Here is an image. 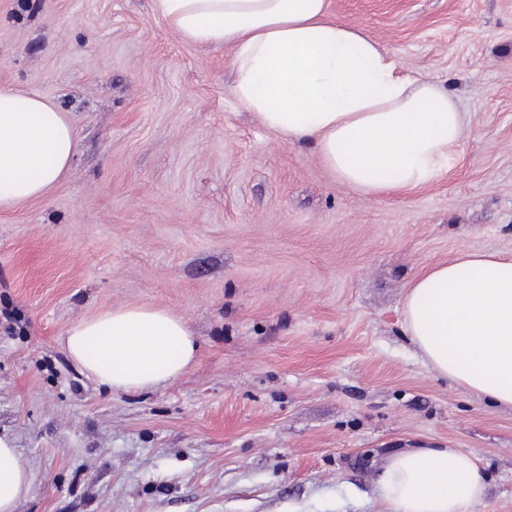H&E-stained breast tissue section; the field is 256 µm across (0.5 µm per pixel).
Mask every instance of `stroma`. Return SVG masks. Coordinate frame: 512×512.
I'll use <instances>...</instances> for the list:
<instances>
[{
	"label": "stroma",
	"mask_w": 512,
	"mask_h": 512,
	"mask_svg": "<svg viewBox=\"0 0 512 512\" xmlns=\"http://www.w3.org/2000/svg\"><path fill=\"white\" fill-rule=\"evenodd\" d=\"M465 114L447 172L368 199L241 109L231 51L153 0H0V87L53 100L77 143L40 199L0 209V435L34 474L16 512H382L387 458L457 448L512 512V409L439 377L402 326L408 284L512 253V0H331ZM147 304L198 350L115 393L61 339Z\"/></svg>",
	"instance_id": "obj_1"
}]
</instances>
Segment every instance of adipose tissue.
I'll list each match as a JSON object with an SVG mask.
<instances>
[{
  "mask_svg": "<svg viewBox=\"0 0 512 512\" xmlns=\"http://www.w3.org/2000/svg\"><path fill=\"white\" fill-rule=\"evenodd\" d=\"M184 41L232 50L239 106L287 144H310L341 184L368 198L426 185L447 169L464 117L442 86L403 75L330 0H154ZM73 126L56 103L0 89V207L42 197L69 171ZM403 326L442 378L512 409V256L463 252L407 286ZM68 356L114 391L178 378L197 343L180 316L150 305L108 309L73 323ZM0 437V512L33 485ZM387 512H468L485 494L475 458L455 448L390 456L377 480Z\"/></svg>",
  "mask_w": 512,
  "mask_h": 512,
  "instance_id": "ef3b65f1",
  "label": "adipose tissue"
}]
</instances>
